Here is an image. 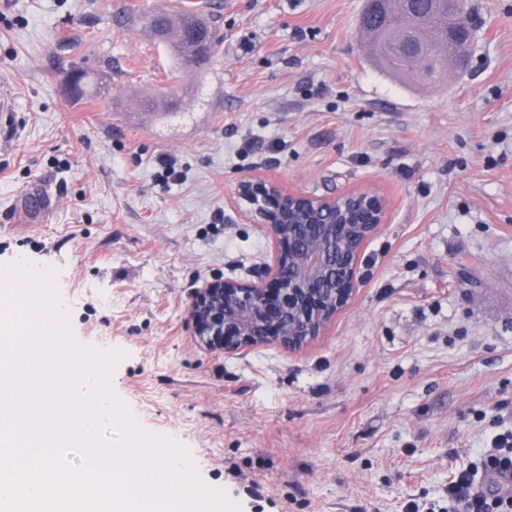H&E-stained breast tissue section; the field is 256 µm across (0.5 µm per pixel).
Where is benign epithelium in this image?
Masks as SVG:
<instances>
[{
	"mask_svg": "<svg viewBox=\"0 0 512 512\" xmlns=\"http://www.w3.org/2000/svg\"><path fill=\"white\" fill-rule=\"evenodd\" d=\"M237 197L275 240L276 258L255 281L216 280L199 289L189 308L195 335L217 348L267 341L300 348L352 298L363 249L389 205L370 191L314 197L263 178L240 182ZM338 225L346 229L339 242Z\"/></svg>",
	"mask_w": 512,
	"mask_h": 512,
	"instance_id": "benign-epithelium-1",
	"label": "benign epithelium"
}]
</instances>
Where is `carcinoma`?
<instances>
[{
    "label": "carcinoma",
    "instance_id": "1",
    "mask_svg": "<svg viewBox=\"0 0 512 512\" xmlns=\"http://www.w3.org/2000/svg\"><path fill=\"white\" fill-rule=\"evenodd\" d=\"M168 11L149 9L137 20L152 40L165 45L176 61V69L186 72L193 62L186 51L173 45ZM195 25L205 49L195 56L210 58L215 47L212 25L197 14L185 18ZM360 30L373 34L377 48L372 61L381 71L398 77L417 75L428 83H436L458 71L472 48L474 38L448 40V29L459 28L475 34L476 24L469 0H415L400 7L395 0H366L360 17Z\"/></svg>",
    "mask_w": 512,
    "mask_h": 512
}]
</instances>
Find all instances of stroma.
I'll return each instance as SVG.
<instances>
[{"instance_id":"obj_1","label":"stroma","mask_w":512,"mask_h":512,"mask_svg":"<svg viewBox=\"0 0 512 512\" xmlns=\"http://www.w3.org/2000/svg\"><path fill=\"white\" fill-rule=\"evenodd\" d=\"M171 3L215 24L199 73L129 21ZM472 3L464 70L426 88L374 67L365 0H0V266L54 271L72 339L123 354L113 394L239 512H471L449 482L512 436V0ZM76 66L100 80L79 102ZM147 98L179 110L136 124ZM255 176L391 204L294 351L209 348L188 316L275 259L235 203ZM40 182L57 205L31 229L12 209Z\"/></svg>"}]
</instances>
